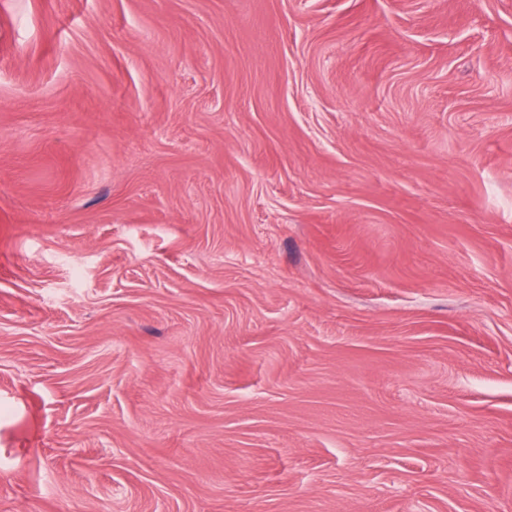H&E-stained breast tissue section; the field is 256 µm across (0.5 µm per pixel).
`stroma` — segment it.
Segmentation results:
<instances>
[{
    "label": "stroma",
    "instance_id": "35a3bbf8",
    "mask_svg": "<svg viewBox=\"0 0 512 512\" xmlns=\"http://www.w3.org/2000/svg\"><path fill=\"white\" fill-rule=\"evenodd\" d=\"M0 512H512V0H0Z\"/></svg>",
    "mask_w": 512,
    "mask_h": 512
}]
</instances>
